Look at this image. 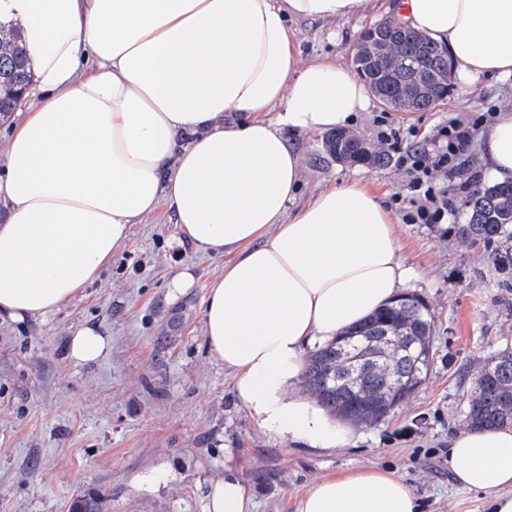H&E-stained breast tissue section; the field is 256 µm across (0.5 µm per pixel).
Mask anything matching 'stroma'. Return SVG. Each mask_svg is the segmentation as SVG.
<instances>
[{"mask_svg":"<svg viewBox=\"0 0 512 512\" xmlns=\"http://www.w3.org/2000/svg\"><path fill=\"white\" fill-rule=\"evenodd\" d=\"M392 0L375 12L292 24L306 59L351 62L360 33L387 19ZM512 107V81L486 79L423 112L381 101L357 113L352 130L368 142L380 132L415 128L432 134L455 117L478 120L468 164L483 172L482 122L488 108ZM312 132L290 138L303 159L299 203L321 189L367 182L392 206L406 194L396 163L336 161ZM397 222L401 255L416 276L408 290L434 317V359L425 383L378 424L347 423L348 442L313 448L255 425L235 398L234 380L204 336L203 301L224 257L175 246L168 207L133 225L109 268L46 318L0 320V512H69L92 493L101 512H207L213 481L240 475L251 512H298L317 480L371 467L400 475L421 512H486L485 496L459 489L448 468V439L471 387L470 368L512 346V292L497 288L481 250L462 242L455 225ZM190 272L192 287L175 289ZM82 326L112 339L111 353L77 365L68 341Z\"/></svg>","mask_w":512,"mask_h":512,"instance_id":"stroma-1","label":"stroma"}]
</instances>
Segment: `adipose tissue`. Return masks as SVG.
I'll return each mask as SVG.
<instances>
[{"instance_id": "obj_1", "label": "adipose tissue", "mask_w": 512, "mask_h": 512, "mask_svg": "<svg viewBox=\"0 0 512 512\" xmlns=\"http://www.w3.org/2000/svg\"><path fill=\"white\" fill-rule=\"evenodd\" d=\"M373 0H0L30 51L38 103L0 150V317L43 318L98 280L132 225L167 204L197 250L225 257L204 335L256 425L315 448L344 442L295 391L307 347L332 340L414 277L395 223L361 181L297 205L292 135L350 125L371 91L352 68L304 59L294 20ZM399 22L448 46L463 87L512 80V0H403ZM484 179L512 180V108L484 136ZM458 487L512 512V426L448 440ZM227 474L208 512H248ZM397 473L318 480L299 512H420Z\"/></svg>"}]
</instances>
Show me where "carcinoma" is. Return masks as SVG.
Instances as JSON below:
<instances>
[{
	"label": "carcinoma",
	"mask_w": 512,
	"mask_h": 512,
	"mask_svg": "<svg viewBox=\"0 0 512 512\" xmlns=\"http://www.w3.org/2000/svg\"><path fill=\"white\" fill-rule=\"evenodd\" d=\"M376 31L385 47L409 58L410 67L395 68L386 56L377 57L365 68V74L376 78L378 99L389 104L400 91L413 82L430 84L426 93L413 99L411 109L415 112L429 110L437 101L448 95L449 85L433 84L439 73L449 74L448 50L435 44L426 36L407 29L394 20L381 22L362 32L366 36ZM28 50L23 42L20 27L0 23V117L13 112L25 98L32 83ZM328 151L339 149L353 158L371 166L387 162V156L374 144L361 139H344L343 131L336 130L325 138ZM468 221L455 225L458 238L489 249L488 266L499 276L500 288L512 289V182L480 187L468 200ZM360 330L366 336H382L408 331L413 336L433 335V316L429 305L418 296H413L404 306L392 302L362 324ZM339 340L335 339L317 347L306 360L302 379L305 387L316 397V402L328 413L341 419L352 415L357 422L378 424L388 413L366 412L361 399L344 387H336L327 380L330 371L336 370ZM430 365L426 359L415 356L407 359L399 356L383 361L369 369L366 378V393L374 400L384 392L387 384L395 378L415 379L420 374L428 376ZM473 382L466 407L461 413L462 426L478 429L485 426L512 424V349L506 347L476 364Z\"/></svg>",
	"instance_id": "obj_1"
}]
</instances>
